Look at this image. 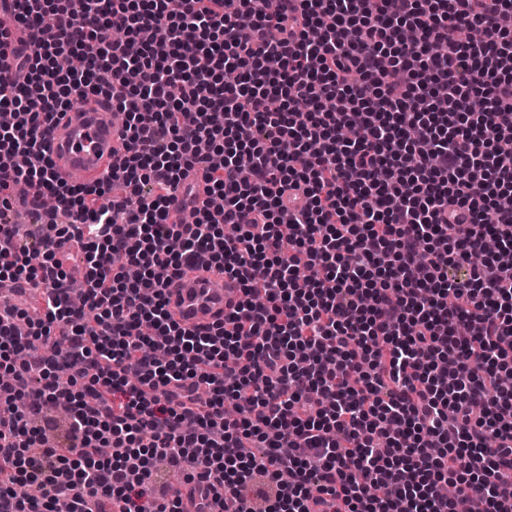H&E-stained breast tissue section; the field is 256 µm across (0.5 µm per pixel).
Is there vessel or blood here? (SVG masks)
Returning <instances> with one entry per match:
<instances>
[{"mask_svg":"<svg viewBox=\"0 0 512 512\" xmlns=\"http://www.w3.org/2000/svg\"><path fill=\"white\" fill-rule=\"evenodd\" d=\"M0 76L17 79L15 52L30 43L31 33L21 23L0 22ZM122 128L112 105L92 97L80 111L55 114L44 142L45 155L60 179L85 185L105 179L122 152ZM173 319L191 331H204L222 322L228 308L240 299L236 280L207 263H197L175 277L167 293Z\"/></svg>","mask_w":512,"mask_h":512,"instance_id":"1","label":"vessel or blood"}]
</instances>
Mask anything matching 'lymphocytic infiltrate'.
Masks as SVG:
<instances>
[{
	"mask_svg": "<svg viewBox=\"0 0 512 512\" xmlns=\"http://www.w3.org/2000/svg\"><path fill=\"white\" fill-rule=\"evenodd\" d=\"M15 5L36 37L0 84V213L26 186L46 233L0 224V280L40 310H0V512H179L159 460L223 512H512V0ZM91 95L124 152L68 185L43 127ZM202 163L208 201L168 223ZM201 255L243 296L193 332L165 291ZM61 401L52 444L33 415Z\"/></svg>",
	"mask_w": 512,
	"mask_h": 512,
	"instance_id": "lymphocytic-infiltrate-1",
	"label": "lymphocytic infiltrate"
}]
</instances>
